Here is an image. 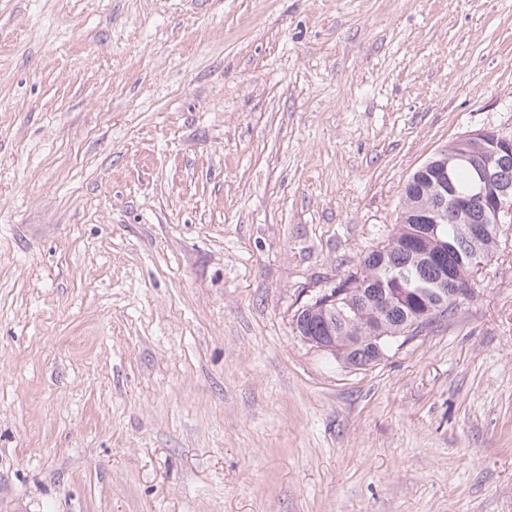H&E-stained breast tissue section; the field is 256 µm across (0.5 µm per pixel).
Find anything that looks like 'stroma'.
<instances>
[{"instance_id":"obj_1","label":"stroma","mask_w":512,"mask_h":512,"mask_svg":"<svg viewBox=\"0 0 512 512\" xmlns=\"http://www.w3.org/2000/svg\"><path fill=\"white\" fill-rule=\"evenodd\" d=\"M484 128L512 0H0V512H512V224L374 365L293 323Z\"/></svg>"}]
</instances>
